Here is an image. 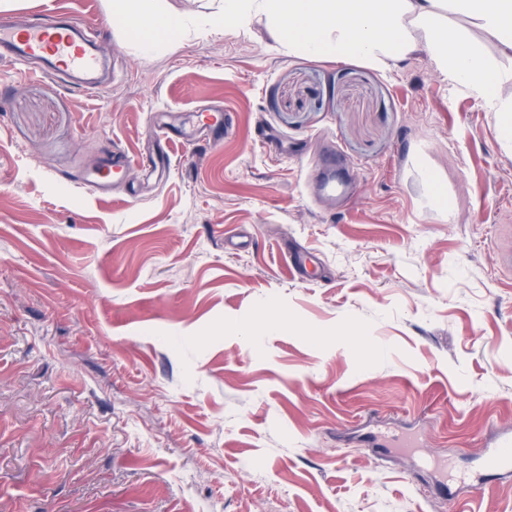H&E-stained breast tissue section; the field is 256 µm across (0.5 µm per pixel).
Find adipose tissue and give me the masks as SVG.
Listing matches in <instances>:
<instances>
[{
	"instance_id": "adipose-tissue-1",
	"label": "adipose tissue",
	"mask_w": 512,
	"mask_h": 512,
	"mask_svg": "<svg viewBox=\"0 0 512 512\" xmlns=\"http://www.w3.org/2000/svg\"><path fill=\"white\" fill-rule=\"evenodd\" d=\"M441 0H224V15L241 33L254 16L289 52L376 66L426 50L444 80L482 100L494 112L500 138L512 145V69L449 27ZM455 13L474 21L512 55V0H451Z\"/></svg>"
}]
</instances>
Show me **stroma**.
<instances>
[{"label":"stroma","instance_id":"stroma-1","mask_svg":"<svg viewBox=\"0 0 512 512\" xmlns=\"http://www.w3.org/2000/svg\"><path fill=\"white\" fill-rule=\"evenodd\" d=\"M56 0L112 81L0 63V512H512L368 433L480 469L512 429V148L426 52L379 68L274 46L222 0ZM184 19L151 51L134 26ZM224 110L159 185L82 189L154 112ZM334 157L349 200L317 193ZM447 195L451 209L432 204Z\"/></svg>","mask_w":512,"mask_h":512}]
</instances>
